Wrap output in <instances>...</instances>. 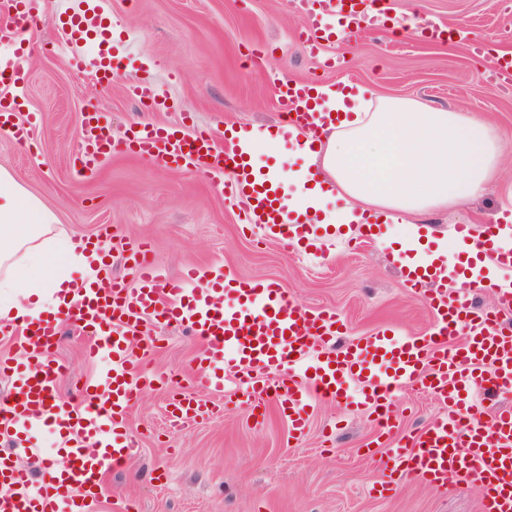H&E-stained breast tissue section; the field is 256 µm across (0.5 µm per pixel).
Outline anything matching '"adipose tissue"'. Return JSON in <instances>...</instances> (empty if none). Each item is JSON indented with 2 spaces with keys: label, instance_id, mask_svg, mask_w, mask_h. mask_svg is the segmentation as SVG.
Instances as JSON below:
<instances>
[{
  "label": "adipose tissue",
  "instance_id": "ef3b65f1",
  "mask_svg": "<svg viewBox=\"0 0 512 512\" xmlns=\"http://www.w3.org/2000/svg\"><path fill=\"white\" fill-rule=\"evenodd\" d=\"M328 123L293 132L302 166H265L268 129H231L257 172L294 191L285 203L307 224H403L400 249L424 259L416 218L457 209L486 194L500 172L502 145L476 115L379 97L360 84L316 90ZM54 214L0 166V319L25 324L55 312L72 288L94 281L103 259L55 234Z\"/></svg>",
  "mask_w": 512,
  "mask_h": 512
}]
</instances>
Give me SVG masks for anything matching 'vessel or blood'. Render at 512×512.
Instances as JSON below:
<instances>
[{"instance_id":"b4317fda","label":"vessel or blood","mask_w":512,"mask_h":512,"mask_svg":"<svg viewBox=\"0 0 512 512\" xmlns=\"http://www.w3.org/2000/svg\"><path fill=\"white\" fill-rule=\"evenodd\" d=\"M304 18L299 40L306 53L324 56L327 44L356 34L362 22L377 25L382 0H295ZM33 0H0V38L21 41L29 28ZM99 16L73 14L60 27L66 41L79 42L98 33ZM94 79L109 87L121 71L107 40L97 44ZM312 82L282 77L275 98L286 128L311 125ZM130 98L143 107L160 108L161 93L147 76L130 82ZM85 115L88 135L75 161L91 170L110 154H130L165 164L198 163L213 171L231 167L234 198L248 231L262 229L284 249L315 246L310 230L292 223L278 185L258 180L249 158L233 138L207 129L187 135L177 129L139 124L123 141H113L103 121ZM0 135L23 144L27 126L15 123L13 108L0 102ZM502 227H455L458 243L473 244L497 266L512 268V249L500 244ZM137 285L110 280L104 288H84L73 310L60 311L19 326L7 324L17 358L0 362V376L10 380L0 398V512H84L99 499L106 478L131 456L130 410L152 383L138 354L154 344L141 328L150 317L186 328L200 342L192 382L195 394L180 392L169 404L171 433L214 415L232 373L250 394L253 417H264L275 404L288 422L289 435L302 439L309 428L315 399L336 401L370 412L390 428L396 393L409 386L427 389L441 407L439 415L389 449L374 487L397 492L400 479L413 474L431 485L457 489L475 483L481 489V512H512V326L501 312L512 311V287L495 284L496 311L475 314L463 289H449L444 267L434 259L415 262L400 257L404 283L423 296L433 318L428 334L400 337L389 330L349 340L338 349L329 343L343 333L344 322L330 310L300 307L276 279L247 280L217 275L211 287L199 288V272L189 266L170 274L149 250L129 255ZM86 336L89 360L108 359L101 377L85 383L77 398L64 396V376L57 348L67 323ZM36 426L64 432L63 468H45L32 478L20 456L37 454L26 433Z\"/></svg>"}]
</instances>
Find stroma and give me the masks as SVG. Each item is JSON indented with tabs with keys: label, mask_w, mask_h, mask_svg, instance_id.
Listing matches in <instances>:
<instances>
[{
	"label": "stroma",
	"mask_w": 512,
	"mask_h": 512,
	"mask_svg": "<svg viewBox=\"0 0 512 512\" xmlns=\"http://www.w3.org/2000/svg\"><path fill=\"white\" fill-rule=\"evenodd\" d=\"M88 6L98 7L116 54L127 63L106 89L90 76V47L79 49L86 68H74L55 25L58 17ZM388 8L396 17L422 10L512 54V0H388ZM35 15L36 52L26 81L11 89L0 82V91L21 100L20 122L32 112L41 119L26 145L0 136V166L54 213L55 231L104 241L113 278L127 285L135 280L124 253L145 243L174 274L187 265L203 274L218 266L245 279H278L301 307L336 311L353 337L382 328L416 336L432 324L423 299L405 287L390 248L359 230L328 236L311 255L284 252L278 241L244 232L228 195V172L120 155L78 175L72 159L82 149L83 113L90 105L104 112L116 140L138 122L186 132L220 131L228 123L277 126L278 75L339 86L350 81L378 96L474 112L499 134L502 173L484 197L428 215L441 232L435 243L446 247L454 225L478 229L501 210L512 213V85L495 79V67L483 64L469 42L370 31L331 45L337 63L327 71L301 46L303 21L293 0H40ZM259 50L266 51L267 63L255 68L250 60ZM146 73L167 97L156 112L126 91L130 78ZM148 331L158 341L142 355L143 366L175 375L184 391H192L198 341L169 325L153 323ZM83 349L78 336L64 332L57 353L65 370L63 395H73L75 383L95 379L104 368L86 361ZM170 397L165 385L145 389L130 413L134 453L107 478L90 512H114L128 502L135 512H481L475 484L445 491L408 475L393 495L373 492L384 449L372 442L376 424L359 411L317 402L307 435L292 441L275 407L255 421L239 393L219 413L171 435ZM395 407L403 435L430 424L438 411L421 387L398 393Z\"/></svg>",
	"instance_id": "obj_1"
}]
</instances>
